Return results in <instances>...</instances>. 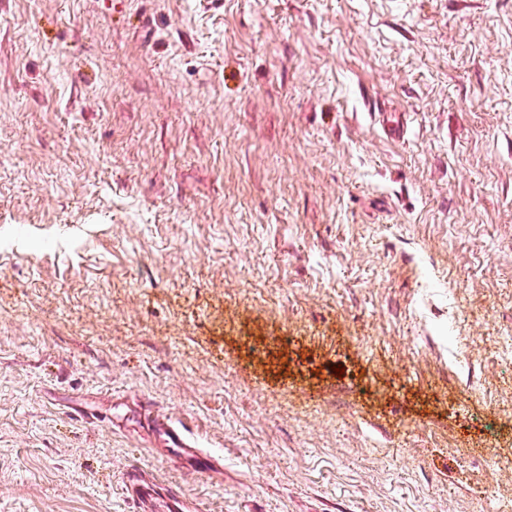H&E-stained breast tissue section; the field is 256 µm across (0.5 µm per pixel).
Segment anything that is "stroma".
<instances>
[{
	"label": "stroma",
	"instance_id": "stroma-1",
	"mask_svg": "<svg viewBox=\"0 0 512 512\" xmlns=\"http://www.w3.org/2000/svg\"><path fill=\"white\" fill-rule=\"evenodd\" d=\"M506 335L512 0H0V512H504ZM152 426L163 439L165 446L170 448L176 457L185 460L189 469L196 473L211 474V462L204 456L202 450L185 434L183 428L175 422L159 418L152 419ZM126 499L133 512H197L198 505L186 498L173 484H159L138 466L128 467L122 475Z\"/></svg>",
	"mask_w": 512,
	"mask_h": 512
}]
</instances>
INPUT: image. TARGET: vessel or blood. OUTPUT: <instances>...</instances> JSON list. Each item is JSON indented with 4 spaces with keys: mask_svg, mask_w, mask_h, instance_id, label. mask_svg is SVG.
Returning a JSON list of instances; mask_svg holds the SVG:
<instances>
[{
    "mask_svg": "<svg viewBox=\"0 0 512 512\" xmlns=\"http://www.w3.org/2000/svg\"><path fill=\"white\" fill-rule=\"evenodd\" d=\"M152 426L176 457L185 460L196 473H211V462L201 449L175 422L153 418ZM122 487L133 512H198L195 502L186 498L173 484H160L137 466L128 467L122 475Z\"/></svg>",
    "mask_w": 512,
    "mask_h": 512,
    "instance_id": "obj_1",
    "label": "vessel or blood"
}]
</instances>
